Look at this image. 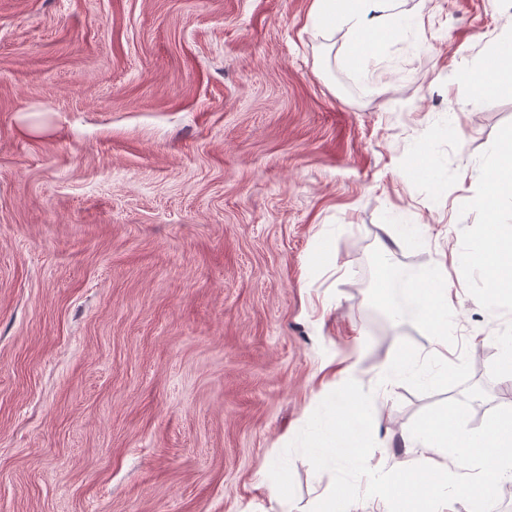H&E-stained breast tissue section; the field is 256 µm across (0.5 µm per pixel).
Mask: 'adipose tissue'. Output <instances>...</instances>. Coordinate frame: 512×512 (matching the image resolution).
<instances>
[{"instance_id":"obj_1","label":"adipose tissue","mask_w":512,"mask_h":512,"mask_svg":"<svg viewBox=\"0 0 512 512\" xmlns=\"http://www.w3.org/2000/svg\"><path fill=\"white\" fill-rule=\"evenodd\" d=\"M391 0H314L312 17L329 21L346 29L349 35V58L361 63L377 50L379 40L390 25L385 13ZM380 10L375 19H368L369 4ZM377 298L385 304L394 319L412 321L430 335L428 359L418 357L404 365L385 362L379 371L383 381L406 377L421 386L444 382L439 372L426 369V360L444 362L448 359V325L455 305L443 278L442 267L429 269L419 276L398 268L390 251H382L376 263ZM380 418L373 413L369 399L358 388L349 387L344 395L322 406L311 425L300 434L295 445L301 453L330 464L352 469L367 459V432L377 429ZM459 430L447 411L428 413L414 426L402 428L400 444L404 457L400 462L402 477L385 486L386 498H402L407 493L409 474L426 469L447 475L448 463L464 460L474 480L461 481V493L477 496L504 477H512V410L496 413L485 425L482 437L473 443L458 440Z\"/></svg>"}]
</instances>
